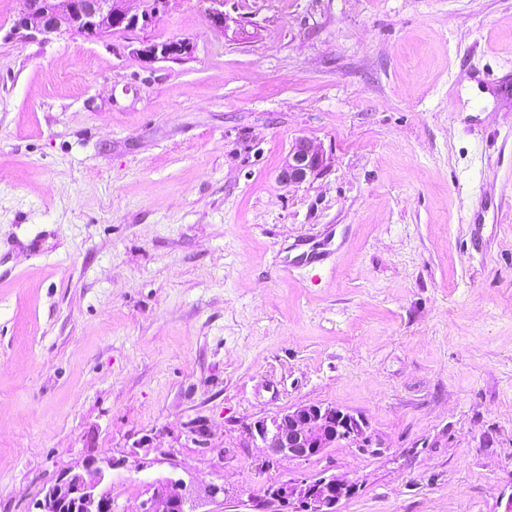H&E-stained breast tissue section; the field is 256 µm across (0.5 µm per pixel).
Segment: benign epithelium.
Returning a JSON list of instances; mask_svg holds the SVG:
<instances>
[{
  "label": "benign epithelium",
  "instance_id": "7a95c632",
  "mask_svg": "<svg viewBox=\"0 0 512 512\" xmlns=\"http://www.w3.org/2000/svg\"><path fill=\"white\" fill-rule=\"evenodd\" d=\"M22 11L14 34L22 41L38 35H79L87 41H103L122 25L143 30L159 14L169 12L177 0H21ZM211 26L224 31V0H209ZM131 53L148 61L184 57L193 46L186 39L130 42ZM326 163L322 151L312 141L294 142L284 159L279 180L299 185L317 175ZM248 440L268 450L272 459L309 460L323 455L344 441L356 448L369 446L366 422L359 416L333 405L312 403L288 408L247 428ZM120 462L89 456L81 467L66 469L46 488L37 502L38 512H119L112 497V470ZM352 483L329 475L298 479L267 491L272 503L293 504L299 512H339L341 500L348 497ZM224 487L207 485L193 493L180 478L167 477L156 483L153 495L142 502L138 512H195L194 501L203 496L215 500Z\"/></svg>",
  "mask_w": 512,
  "mask_h": 512
}]
</instances>
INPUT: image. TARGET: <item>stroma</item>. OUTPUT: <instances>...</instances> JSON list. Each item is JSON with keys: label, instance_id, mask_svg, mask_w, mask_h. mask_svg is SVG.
Here are the masks:
<instances>
[{"label": "stroma", "instance_id": "1", "mask_svg": "<svg viewBox=\"0 0 512 512\" xmlns=\"http://www.w3.org/2000/svg\"><path fill=\"white\" fill-rule=\"evenodd\" d=\"M178 0L126 35L13 33L0 0V512L90 455L119 512H504L512 496V0ZM325 167L285 186L296 139ZM362 415L267 464L246 426ZM131 53L148 61H167L184 57L192 52L193 46L186 39L167 40L162 42L143 41L137 39L130 42ZM248 440L267 448L273 459L310 460L344 441L356 448L369 446L366 422L336 406L312 403L257 421L246 430ZM352 489L346 478L329 475L279 485L268 490L267 495L272 503L297 505L299 512H339L338 505ZM216 500L224 496L223 486L206 485L197 491L196 496L187 489L186 483L180 478L167 477L156 483L153 495L142 502L138 512H196L194 501L201 497Z\"/></svg>", "mask_w": 512, "mask_h": 512}]
</instances>
